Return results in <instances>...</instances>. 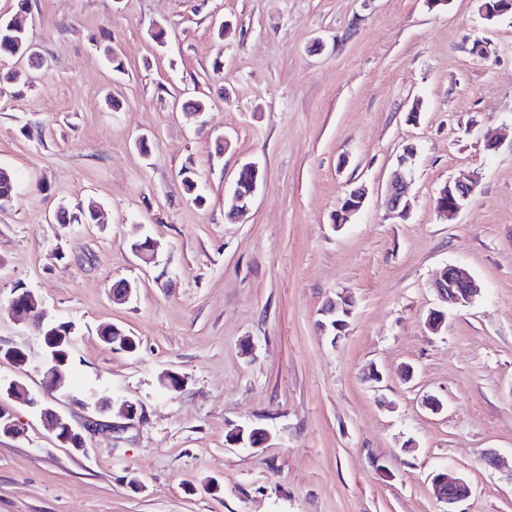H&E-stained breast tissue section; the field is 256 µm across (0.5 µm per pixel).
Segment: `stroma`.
Returning a JSON list of instances; mask_svg holds the SVG:
<instances>
[{"instance_id":"1","label":"stroma","mask_w":512,"mask_h":512,"mask_svg":"<svg viewBox=\"0 0 512 512\" xmlns=\"http://www.w3.org/2000/svg\"><path fill=\"white\" fill-rule=\"evenodd\" d=\"M19 12L43 63L0 60V166L17 178L0 348L35 345L8 312L32 291L74 325L73 378L138 413L81 454L11 402L0 512H444L443 469L471 487L455 512H512V16L484 19L482 0H0V18ZM190 96L209 101L205 126L174 109ZM409 145L399 218L387 185ZM252 161L264 180L230 221L224 195ZM469 175L466 206L440 217L439 191ZM92 200L103 223L57 222ZM143 238L149 263L130 248ZM447 265L479 293L435 334ZM121 280L137 288L116 304ZM341 294L336 336L321 311ZM109 323L135 352L101 341ZM239 426L269 438L238 447Z\"/></svg>"}]
</instances>
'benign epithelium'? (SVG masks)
<instances>
[{"mask_svg": "<svg viewBox=\"0 0 512 512\" xmlns=\"http://www.w3.org/2000/svg\"><path fill=\"white\" fill-rule=\"evenodd\" d=\"M415 156L414 148H405L404 155L400 157L398 168L394 172L387 187L388 204L392 212L405 216L412 208L410 187L412 184V169L410 161ZM473 192V182L457 181L446 184L440 191L436 200V209L443 217L456 216L466 205ZM366 192L363 188L353 190L352 197L336 213V224L348 222L364 204ZM433 288L438 297L446 302L457 305H466L473 299L475 290L473 279L469 271L458 265H447L433 281ZM42 303L30 291L24 290L15 295L10 301L8 311L28 316L37 326L41 335L40 351L35 352L27 347L1 350L0 356L11 361L15 360L16 352H21L19 364L29 366L42 375L44 383L43 396L33 395L25 384L19 379H0V434L15 436L19 434L17 423L13 419L12 410L5 407V400H22L28 407L36 409L51 429L56 433L58 441L77 452H85L87 443L85 434H94L98 431L113 429L112 413L119 408V413L132 419L136 416L137 405L131 401L109 399L102 403L96 401L95 394L91 393L79 399L67 393L65 366L67 359L63 357L65 349L71 345L70 337L58 331L57 325L44 323L42 319ZM328 320L322 322L323 330L330 328L341 332L347 325L346 318L350 316L348 300L344 297L328 305L324 311ZM55 392H63L69 401L85 411L91 412L82 425L75 426L68 415L49 406L45 399ZM268 439V434L262 430L239 427L231 442L235 445L256 448ZM432 484L437 497L448 507V512H454L453 506L467 497L470 493L468 484L461 478L446 471L432 475Z\"/></svg>", "mask_w": 512, "mask_h": 512, "instance_id": "obj_1", "label": "benign epithelium"}]
</instances>
